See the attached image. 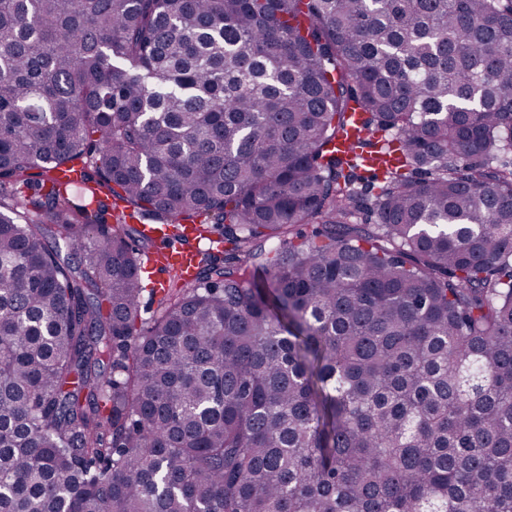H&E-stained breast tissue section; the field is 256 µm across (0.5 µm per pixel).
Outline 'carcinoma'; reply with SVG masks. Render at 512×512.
Returning a JSON list of instances; mask_svg holds the SVG:
<instances>
[{
	"label": "carcinoma",
	"instance_id": "obj_1",
	"mask_svg": "<svg viewBox=\"0 0 512 512\" xmlns=\"http://www.w3.org/2000/svg\"><path fill=\"white\" fill-rule=\"evenodd\" d=\"M511 148L512 0H0V512H512ZM184 239L189 244L176 243L156 253L147 262L153 269L162 273L176 271L182 278L191 280L198 256L202 250V239L197 236L194 226H185ZM162 270V271H161Z\"/></svg>",
	"mask_w": 512,
	"mask_h": 512
}]
</instances>
